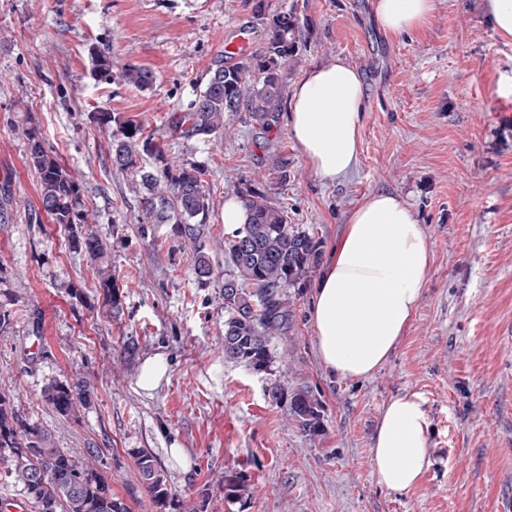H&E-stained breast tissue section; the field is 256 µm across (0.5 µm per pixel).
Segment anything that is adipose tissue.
Masks as SVG:
<instances>
[{
    "instance_id": "obj_1",
    "label": "adipose tissue",
    "mask_w": 512,
    "mask_h": 512,
    "mask_svg": "<svg viewBox=\"0 0 512 512\" xmlns=\"http://www.w3.org/2000/svg\"><path fill=\"white\" fill-rule=\"evenodd\" d=\"M375 16L390 34L422 28L434 0H374ZM364 84L344 59L310 68L287 100L291 134L318 178L333 183L359 162ZM433 250L411 205L375 191L350 211L342 235L317 280L310 321L317 354L328 372L350 379L372 376L406 335L419 306ZM429 423L419 394L388 402L371 448L378 482L403 492L429 464Z\"/></svg>"
}]
</instances>
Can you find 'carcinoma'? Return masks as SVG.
Returning a JSON list of instances; mask_svg holds the SVG:
<instances>
[{
    "mask_svg": "<svg viewBox=\"0 0 512 512\" xmlns=\"http://www.w3.org/2000/svg\"><path fill=\"white\" fill-rule=\"evenodd\" d=\"M244 3L262 27L263 46L228 63L218 60L205 88L176 120L175 128L186 141L222 134L226 112H246L263 129L275 121L284 76L296 55L299 20L278 0ZM123 77L141 89L155 81L151 69L141 66L127 68ZM94 120L105 130L114 127L119 132L112 141L113 162L121 171L139 173L147 189L141 202L145 223L177 225L194 246L193 274L198 284H206L214 268L203 242L210 196L203 170L167 156L161 145L144 136L138 123L112 112H98ZM142 153L156 157L159 165L151 171L140 169ZM27 161L38 178L39 211L69 230L72 249L98 261L105 247L96 234L83 231L87 219L80 208L79 181L34 133L28 137ZM237 196L247 222L224 241L225 262L231 268L224 280V359L271 376L277 372L275 342L294 329L291 289L300 287L316 266L320 241L310 230L288 223L285 211L270 201L265 185L239 189ZM98 287L107 309L119 310L121 299L112 274L100 271ZM92 395L90 382L77 376L50 382L44 393L48 406L69 418L89 408ZM288 411L301 432H321L320 403L310 391L300 388L290 394ZM136 465L158 512H166L171 491L153 456L138 452ZM0 469L20 487L34 512H131L112 495V476L101 470L97 456H76L57 447L48 430L24 419L2 393Z\"/></svg>",
    "mask_w": 512,
    "mask_h": 512,
    "instance_id": "cac0c4a2",
    "label": "carcinoma"
}]
</instances>
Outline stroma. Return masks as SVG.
<instances>
[{
	"instance_id": "35a3bbf8",
	"label": "stroma",
	"mask_w": 512,
	"mask_h": 512,
	"mask_svg": "<svg viewBox=\"0 0 512 512\" xmlns=\"http://www.w3.org/2000/svg\"><path fill=\"white\" fill-rule=\"evenodd\" d=\"M282 3L300 21L285 87L339 56L362 74L359 164L332 184L316 176L283 115L264 130L248 113H225L223 133L206 141L174 132L225 42L242 33L261 47L243 0H0V192L13 200L0 223V392L57 447L96 455L131 512H156L135 465L140 450L175 496L168 512L201 500L207 512H500L512 498V123L500 117L512 106V91L500 90L512 78V39L495 30L486 0H436L424 27L399 36L378 25L373 0ZM95 49L111 56L110 79L93 76ZM133 65L153 70L150 89L124 80ZM99 112L140 123L207 170L206 285L173 225L142 223L145 188L113 166ZM32 130L82 185L119 312H106L98 269L71 248L67 229L36 215ZM257 182L289 223L314 230L324 254L374 191L401 195L423 224L434 263L420 307L370 378L320 364L309 320L316 270L292 291V338L275 344L287 369L271 377L225 361L224 202ZM157 353L169 370L147 393L140 366ZM75 375L90 381L93 401L64 418L43 390ZM273 382L318 399L319 435L299 430L287 402H271ZM406 393L424 401L430 465L398 493L374 476L371 445L384 405ZM231 480L238 491L229 498Z\"/></svg>"
}]
</instances>
